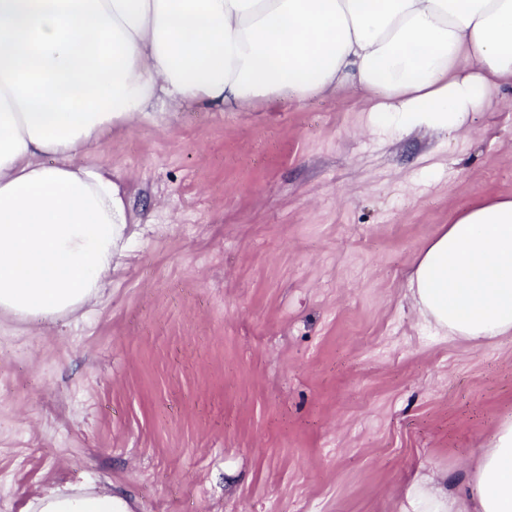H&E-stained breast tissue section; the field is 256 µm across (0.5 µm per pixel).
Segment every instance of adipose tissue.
I'll use <instances>...</instances> for the list:
<instances>
[{
    "mask_svg": "<svg viewBox=\"0 0 512 512\" xmlns=\"http://www.w3.org/2000/svg\"><path fill=\"white\" fill-rule=\"evenodd\" d=\"M508 84L512 0H0V319L103 296L129 214L111 170L76 156L159 99L240 112L350 92L401 131L459 132ZM409 285L441 335H512V197L456 209ZM29 512L130 509L80 485ZM402 512H512V419L464 488L418 474Z\"/></svg>",
    "mask_w": 512,
    "mask_h": 512,
    "instance_id": "1",
    "label": "adipose tissue"
}]
</instances>
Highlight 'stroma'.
Returning <instances> with one entry per match:
<instances>
[{
	"label": "stroma",
	"mask_w": 512,
	"mask_h": 512,
	"mask_svg": "<svg viewBox=\"0 0 512 512\" xmlns=\"http://www.w3.org/2000/svg\"><path fill=\"white\" fill-rule=\"evenodd\" d=\"M78 162L131 203L106 300L0 324V512L109 484L131 512H401L469 481L512 418V335L409 303L453 206L512 196V86L464 132L369 126L348 96L157 103Z\"/></svg>",
	"instance_id": "obj_1"
}]
</instances>
